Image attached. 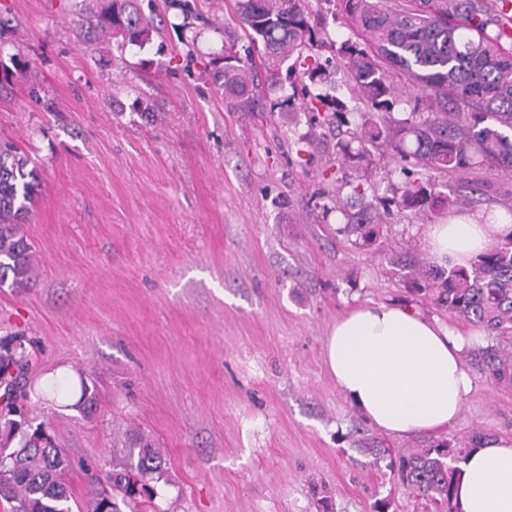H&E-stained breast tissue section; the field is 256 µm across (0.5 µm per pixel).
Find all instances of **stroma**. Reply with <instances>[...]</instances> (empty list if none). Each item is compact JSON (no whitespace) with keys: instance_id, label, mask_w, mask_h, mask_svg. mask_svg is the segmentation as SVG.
Instances as JSON below:
<instances>
[{"instance_id":"35a3bbf8","label":"stroma","mask_w":512,"mask_h":512,"mask_svg":"<svg viewBox=\"0 0 512 512\" xmlns=\"http://www.w3.org/2000/svg\"><path fill=\"white\" fill-rule=\"evenodd\" d=\"M152 0L156 31L144 50L113 38L87 45L85 0H0V141L35 162L41 194L23 230L33 282L0 288V335L34 342L29 374L83 371L97 394L89 416L37 406L75 462L84 501L88 469L124 454V434L152 436L167 462L160 512H371L395 498L420 503L356 445L408 450L431 436H389L357 415L328 373L323 341L351 306L398 302L462 332L472 323L407 293L396 255L427 259L435 210L394 215L369 247L338 234L322 194L336 170L338 129L296 108L244 112L212 78L226 33L247 58L235 0ZM326 20L323 82L300 77L276 90L366 110L337 49L352 37L338 0H308ZM393 159L351 163L368 197H388L402 174ZM461 211L504 212L512 176L498 168L433 174ZM479 186L471 197L468 186ZM448 440L481 429L512 436V385L475 374Z\"/></svg>"}]
</instances>
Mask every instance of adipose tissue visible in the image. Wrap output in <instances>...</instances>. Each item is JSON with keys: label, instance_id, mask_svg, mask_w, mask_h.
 I'll return each instance as SVG.
<instances>
[{"label": "adipose tissue", "instance_id": "obj_1", "mask_svg": "<svg viewBox=\"0 0 512 512\" xmlns=\"http://www.w3.org/2000/svg\"><path fill=\"white\" fill-rule=\"evenodd\" d=\"M434 263L467 266L491 244L512 237V217L491 221L465 212L425 227ZM464 336L396 303L357 305L338 318L323 345L326 368L349 405L386 434H437L452 427L473 387ZM462 512H512V437L483 440L462 464Z\"/></svg>", "mask_w": 512, "mask_h": 512}]
</instances>
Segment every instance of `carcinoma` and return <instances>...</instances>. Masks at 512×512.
I'll return each instance as SVG.
<instances>
[{
    "label": "carcinoma",
    "mask_w": 512,
    "mask_h": 512,
    "mask_svg": "<svg viewBox=\"0 0 512 512\" xmlns=\"http://www.w3.org/2000/svg\"><path fill=\"white\" fill-rule=\"evenodd\" d=\"M512 0H339L355 39L339 52L368 112L349 127L343 102L317 95L314 109L332 114L324 123L347 126L350 140L338 143L343 158L376 152L427 172L459 173L496 166L512 172V36L500 27L495 5ZM82 18L86 37L112 36L120 49H143L152 41L153 21L138 0H97ZM245 37L261 50V70L246 69L235 53L224 57L216 81L239 109L252 112L267 93L281 87L297 67L312 83L326 75L321 64L302 60L306 44L323 42L310 22L306 0H236ZM403 77L416 90L427 116L411 112L397 119L402 100L393 80ZM351 186V207L341 199L334 210L346 219L336 232L355 236L363 246L381 237L384 217L393 210L418 213L450 207L454 200L435 192L431 179L400 183L390 198L367 200L362 184L343 174ZM41 182L30 158L18 147L0 143V288L31 283L32 247L21 233L40 194ZM408 291L480 325L494 339L468 357L492 381L512 383V239L490 246L470 267L425 266L399 260ZM31 341L22 333L0 336V503L9 512H73L75 499L66 482L72 467L68 453L37 421L34 408L67 401L65 409L92 411L96 395L86 379L53 376L38 387L27 383ZM488 435L481 431L454 443L444 440L411 452L368 443L363 451L386 462L402 486L422 501L426 512H462L456 499L460 463ZM127 454L102 478L89 477L84 512H143L151 507L161 482L169 483L165 458L142 432L127 435Z\"/></svg>",
    "instance_id": "carcinoma-1"
}]
</instances>
